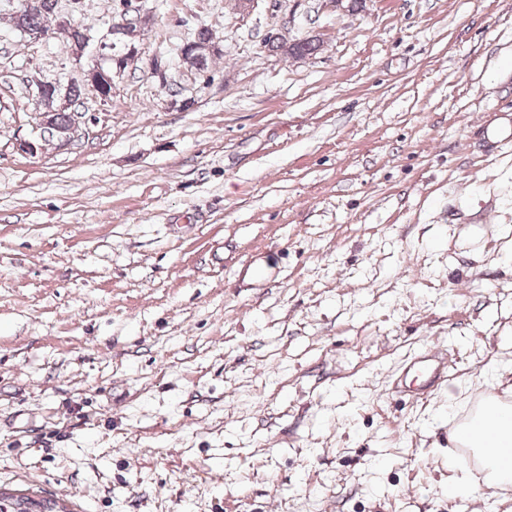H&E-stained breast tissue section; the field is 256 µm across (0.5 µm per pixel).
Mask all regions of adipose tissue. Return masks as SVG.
<instances>
[{
  "mask_svg": "<svg viewBox=\"0 0 512 512\" xmlns=\"http://www.w3.org/2000/svg\"><path fill=\"white\" fill-rule=\"evenodd\" d=\"M470 390H463L456 405L465 407L467 414L451 434L452 441L468 439L471 447L483 449L486 469L472 472L458 465L456 456H449L448 467L454 476L448 483L451 491L476 495L488 487L512 486V407L496 395L481 398L471 405Z\"/></svg>",
  "mask_w": 512,
  "mask_h": 512,
  "instance_id": "ef3b65f1",
  "label": "adipose tissue"
}]
</instances>
